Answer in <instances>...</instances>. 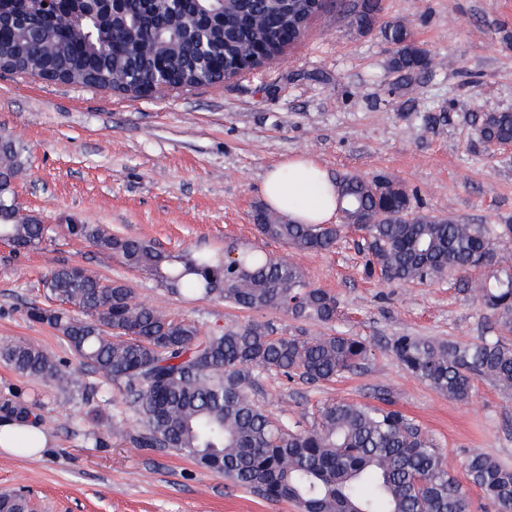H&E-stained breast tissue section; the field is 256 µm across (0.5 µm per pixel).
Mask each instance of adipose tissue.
<instances>
[{
  "mask_svg": "<svg viewBox=\"0 0 512 512\" xmlns=\"http://www.w3.org/2000/svg\"><path fill=\"white\" fill-rule=\"evenodd\" d=\"M260 192L269 207L300 224L328 223L339 207L334 182L319 160L305 153L269 169Z\"/></svg>",
  "mask_w": 512,
  "mask_h": 512,
  "instance_id": "1",
  "label": "adipose tissue"
}]
</instances>
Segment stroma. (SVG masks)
<instances>
[{
  "mask_svg": "<svg viewBox=\"0 0 512 512\" xmlns=\"http://www.w3.org/2000/svg\"><path fill=\"white\" fill-rule=\"evenodd\" d=\"M433 60L405 83L389 66L378 31L360 33L326 3L303 40L257 69L223 82L144 97L45 82L0 71V134L27 149L16 183L26 214L50 225L107 224L121 235L177 254L202 249L214 262L228 245L283 253L256 232L252 209L265 173L307 153L329 176L384 173L417 191L422 212L463 224H494L512 248V149L479 136V117L512 112V0H383ZM445 113L427 128L424 114ZM361 233L345 231L332 251L290 259L340 301L329 325L277 310L251 312L171 294L112 254L60 234L15 252L0 242V343L24 342L67 360L81 383L61 391L0 362V400L37 402L48 449L40 458L0 453V493L27 496L36 512H299L234 487L180 453L139 447V424L118 387L88 373L53 328L26 308L51 306L41 280L81 265L119 280L138 301L210 332L248 323L277 336L342 332L370 343L362 368L332 382L267 373L254 397L284 422L310 424L324 401L379 404L390 397L437 443L449 471L465 479L474 448L512 466V395L476 380L468 402L448 400L412 377L390 349L403 334L471 343L488 335L470 291L443 280L384 284L362 274Z\"/></svg>",
  "mask_w": 512,
  "mask_h": 512,
  "instance_id": "35a3bbf8",
  "label": "stroma"
}]
</instances>
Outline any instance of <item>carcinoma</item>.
<instances>
[{"label": "carcinoma", "instance_id": "obj_1", "mask_svg": "<svg viewBox=\"0 0 512 512\" xmlns=\"http://www.w3.org/2000/svg\"><path fill=\"white\" fill-rule=\"evenodd\" d=\"M43 3L0 0L6 64L105 90L151 82L162 64L174 78L202 85L226 57L257 47L279 53L310 11L308 0H126L120 14L104 0ZM338 7L360 32L379 27L394 46L391 69L401 79L427 72L428 51L401 23L380 21L381 0H339ZM479 135L493 146L512 141V112L484 113ZM27 163L25 147L0 135V239L32 250L53 229L20 214L14 178ZM337 188L345 222L293 224L259 205L257 232L295 252H325L352 226L363 233L365 274L385 282L428 284L480 271L475 300L491 319L492 335L473 343L401 335L391 349L411 376L452 401H469L477 379L511 393L512 250L497 247L483 224L415 212V194L383 175L347 173ZM66 232L173 293L254 312L276 309L295 321L329 324L338 315L337 298L284 256L229 246L224 263L215 264L204 253L172 255L105 224H68ZM42 287L59 306L34 303L27 317L56 330L92 373L118 386L141 425L137 444L180 452L235 487L269 502L292 501L302 512H469L467 489L434 440L389 399L383 407L325 402L308 427L287 426L255 401L264 373L319 383L358 368L371 355L363 338L274 336L259 323L202 333L80 265L54 268ZM0 360L50 387L77 384L66 362L23 342L1 344ZM4 419L38 423L32 404H1ZM464 470L499 512H512V467L472 450ZM29 509L25 497L0 494V512Z\"/></svg>", "mask_w": 512, "mask_h": 512}]
</instances>
